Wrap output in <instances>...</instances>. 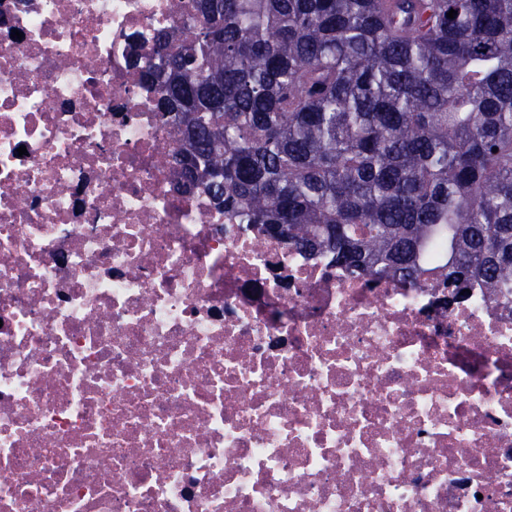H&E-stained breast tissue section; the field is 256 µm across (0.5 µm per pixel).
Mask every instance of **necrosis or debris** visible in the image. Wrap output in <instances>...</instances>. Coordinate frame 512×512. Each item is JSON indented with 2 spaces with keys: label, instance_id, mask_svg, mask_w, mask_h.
<instances>
[{
  "label": "necrosis or debris",
  "instance_id": "necrosis-or-debris-1",
  "mask_svg": "<svg viewBox=\"0 0 512 512\" xmlns=\"http://www.w3.org/2000/svg\"><path fill=\"white\" fill-rule=\"evenodd\" d=\"M185 2L0 0V512H512V293L181 191L138 71Z\"/></svg>",
  "mask_w": 512,
  "mask_h": 512
}]
</instances>
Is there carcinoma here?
Segmentation results:
<instances>
[{
	"instance_id": "1",
	"label": "carcinoma",
	"mask_w": 512,
	"mask_h": 512,
	"mask_svg": "<svg viewBox=\"0 0 512 512\" xmlns=\"http://www.w3.org/2000/svg\"><path fill=\"white\" fill-rule=\"evenodd\" d=\"M184 25L141 77L216 206L369 278L512 288V0H191Z\"/></svg>"
}]
</instances>
